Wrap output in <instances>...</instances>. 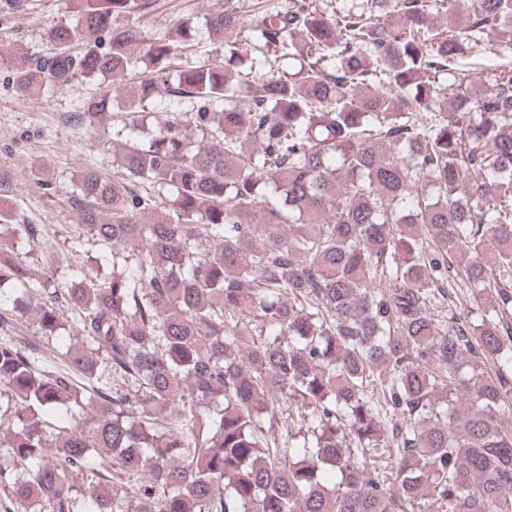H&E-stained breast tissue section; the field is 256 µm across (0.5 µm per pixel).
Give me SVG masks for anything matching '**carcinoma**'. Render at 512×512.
Instances as JSON below:
<instances>
[{"label":"carcinoma","mask_w":512,"mask_h":512,"mask_svg":"<svg viewBox=\"0 0 512 512\" xmlns=\"http://www.w3.org/2000/svg\"><path fill=\"white\" fill-rule=\"evenodd\" d=\"M364 2L246 24L224 0L205 20L223 57L173 83L187 29L116 23L147 0H76L52 56L0 53L24 93L142 68L128 110L110 89L81 104L136 138L71 198L95 263L40 294L41 335L66 308L89 351L60 369L0 340L18 512H512V377L475 366L512 368V0ZM164 94L193 113L138 136ZM16 220L0 179V224L41 241ZM447 286L479 288L480 322L440 311ZM35 288L0 239V305Z\"/></svg>","instance_id":"carcinoma-1"}]
</instances>
